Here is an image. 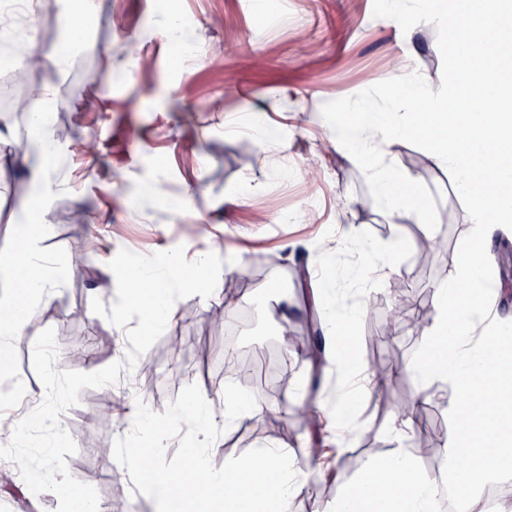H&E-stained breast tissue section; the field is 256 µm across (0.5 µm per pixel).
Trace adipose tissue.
Segmentation results:
<instances>
[{
	"label": "adipose tissue",
	"mask_w": 512,
	"mask_h": 512,
	"mask_svg": "<svg viewBox=\"0 0 512 512\" xmlns=\"http://www.w3.org/2000/svg\"><path fill=\"white\" fill-rule=\"evenodd\" d=\"M503 0H460L452 21L464 33L458 41L455 57L456 86L449 92L435 93L418 74H410L413 97H405L399 80L388 84L390 106L381 113L361 114L358 123L337 121L333 128L336 141L366 167L378 189L380 206L392 223L400 224L422 216L419 207L408 204L415 178L400 170L390 152L391 144L406 137L418 122H426L434 132L432 157L453 172L460 193L479 182L494 186L493 209H485L483 199L473 201L474 234L464 260L435 290L433 322L427 332L425 349L406 362L404 369L420 383L439 381L458 394H470L467 405H453L449 413L457 434L451 443L450 459L467 455L471 466L454 474V485L464 512H486L483 490L486 485L512 469V433L499 424L500 415L512 408V382L508 381L505 362L512 356V322L500 318L484 298L491 286L484 259L482 240L487 225L512 221V113L504 111L505 95L512 94V69L495 64L484 91V111L467 109L475 67L495 56L498 36L482 33L484 21L502 14ZM423 104L422 112L410 109L412 99ZM489 133L498 150L483 154L478 133ZM28 260L22 275L12 276L7 293L0 295V354H7L13 336L24 324L15 313L19 296L28 299L50 297L55 285L37 247L35 226L21 230ZM355 245L364 263L355 270L357 280L369 275L386 274L403 248L401 236L378 246L359 238ZM358 311L330 314L327 333L331 358L345 378L359 376L354 367L350 335ZM266 409L252 390L238 388L228 393L223 416H216L210 400L195 394L166 419L165 426L148 427L153 445H160L168 435V426L179 421L195 428V444L184 465L185 471L199 475L197 498L208 512H287L307 485L308 474L288 456L282 447L255 449L244 461L226 463L223 469L208 466L207 458L218 446L219 427H235L259 419ZM414 418L397 415L389 433L388 453L371 463L359 481L343 486L329 506V512H439L444 482L422 476L413 457L405 449ZM276 459V469L265 463ZM399 472L402 487L386 482L389 472Z\"/></svg>",
	"instance_id": "adipose-tissue-1"
}]
</instances>
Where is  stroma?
<instances>
[{"label": "stroma", "mask_w": 512, "mask_h": 512, "mask_svg": "<svg viewBox=\"0 0 512 512\" xmlns=\"http://www.w3.org/2000/svg\"><path fill=\"white\" fill-rule=\"evenodd\" d=\"M90 29L95 50L54 64L64 21L76 13L75 0H49V8L26 27L43 60L42 74H28L26 90L51 87L49 121L98 142L95 154L71 156L68 140L55 141L58 161L51 188L35 185L38 166L35 130L26 113H16L0 97V289L4 266L21 250L17 227H42L39 246L47 264L62 274L56 295L29 304L23 332L13 343L8 369L0 372V439L10 440L16 420L43 400L45 391L32 364L38 334L51 327L61 346L82 357L60 354L56 370L93 373L124 360L129 343L122 329L93 313V299L116 300L109 261L119 249L148 255L181 245L187 259L216 251L235 258L219 291L210 298L178 300L175 316L146 353L155 365L150 384L86 388L78 405L61 414V425L78 451L68 457L73 477L89 480L100 502L119 503V512H150L126 474V459L147 457L139 428L126 411L147 402L152 417L166 416L191 393H206L223 410L224 353L247 359L268 357L272 377L257 378L254 391L269 404L279 427L266 420L223 430L210 463L248 459L255 448L287 444L296 461L312 454V428L299 419V392L327 396L337 374L329 362L313 366L303 352L322 348L318 331L305 328L309 316H323L318 301L322 280L334 283L333 308L364 304L354 325L356 355L363 368L390 361L397 369L385 387L364 388L356 418L337 450V470L315 473L293 512H324L343 482H355L382 457L393 411L383 402L419 390L428 400L417 423L436 434L430 455H415L421 474H430L455 424L448 409L456 395L440 382L419 385L403 363L426 344L423 331L403 319L385 330L392 290L405 283L432 322V299L454 273L471 237L470 199L459 194L451 171L437 166L423 135L397 140L391 152L398 166L418 179L415 202L427 223L406 222L404 248L394 269L367 283L353 278L363 263L356 249L340 246L344 228L378 244L393 236L392 224L376 202L362 167L337 146L322 123L344 114L353 121L365 108L384 109L387 80L398 59L425 74L435 92L452 90L455 43L440 13L453 0H420L417 11L390 13L386 0H98ZM177 15L198 47L180 56L163 35L169 15ZM136 42L139 53L124 46ZM98 109H80L87 95ZM443 239L446 249L429 263L415 258L417 237ZM82 243L85 265L71 259ZM512 254V222L495 225L487 265L496 288L489 295L500 312L512 316L506 291L505 256ZM239 288L228 324L233 336L214 331L209 311L224 291ZM183 338L179 353L166 339ZM53 493L32 494L23 479L0 487V512H56Z\"/></svg>", "instance_id": "35a3bbf8"}]
</instances>
